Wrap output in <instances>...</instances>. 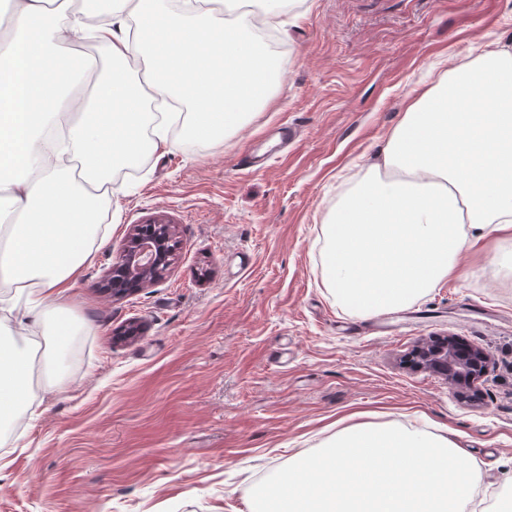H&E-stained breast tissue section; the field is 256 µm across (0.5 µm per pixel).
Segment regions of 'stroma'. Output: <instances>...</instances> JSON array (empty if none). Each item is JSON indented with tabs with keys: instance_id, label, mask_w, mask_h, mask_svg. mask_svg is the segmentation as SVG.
Returning a JSON list of instances; mask_svg holds the SVG:
<instances>
[{
	"instance_id": "35a3bbf8",
	"label": "stroma",
	"mask_w": 512,
	"mask_h": 512,
	"mask_svg": "<svg viewBox=\"0 0 512 512\" xmlns=\"http://www.w3.org/2000/svg\"><path fill=\"white\" fill-rule=\"evenodd\" d=\"M290 36L269 102L211 141L177 140L114 170L119 192L65 295L82 331L0 430V512H250L252 487L357 412L453 430L479 498L512 486V285L484 253L367 330L323 285V222L414 92L486 45L512 46V0H284ZM298 135L255 170L269 128ZM168 213L175 249L133 295L104 292L139 219ZM430 336L486 349L476 403L407 361Z\"/></svg>"
}]
</instances>
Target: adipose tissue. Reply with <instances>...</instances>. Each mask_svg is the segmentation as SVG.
<instances>
[{"mask_svg": "<svg viewBox=\"0 0 512 512\" xmlns=\"http://www.w3.org/2000/svg\"><path fill=\"white\" fill-rule=\"evenodd\" d=\"M183 0L172 11L149 0H109L90 23L73 0H13L0 39V286L25 294L26 335L49 325L54 366L78 332L68 310H46L79 274L99 236L112 170L176 130L210 140L238 127L272 96L274 67L257 34L282 0ZM228 13L220 21L218 12ZM74 38L104 44L113 62L146 50L155 96H179L186 112H150L141 88L113 69L71 103L74 69L59 64ZM504 243L490 259L512 282V50L481 51L445 72L410 105L367 175L324 222V283L349 313L404 308L448 280L481 242ZM31 362L0 341V427L27 404Z\"/></svg>", "mask_w": 512, "mask_h": 512, "instance_id": "adipose-tissue-1", "label": "adipose tissue"}]
</instances>
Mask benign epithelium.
I'll list each match as a JSON object with an SVG mask.
<instances>
[{"instance_id":"7a95c632","label":"benign epithelium","mask_w":512,"mask_h":512,"mask_svg":"<svg viewBox=\"0 0 512 512\" xmlns=\"http://www.w3.org/2000/svg\"><path fill=\"white\" fill-rule=\"evenodd\" d=\"M145 225H134L118 261L112 266V296H126L144 284L159 279L173 255L172 226L162 225L163 234L144 233ZM489 354L456 337H433L422 341L412 354L416 368L443 377L462 399L478 395L477 384L486 374Z\"/></svg>"}]
</instances>
